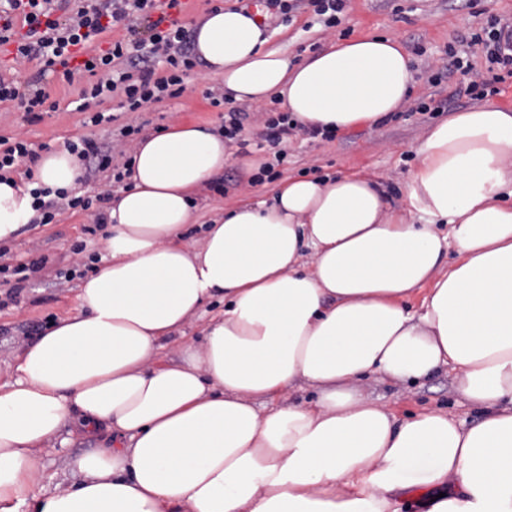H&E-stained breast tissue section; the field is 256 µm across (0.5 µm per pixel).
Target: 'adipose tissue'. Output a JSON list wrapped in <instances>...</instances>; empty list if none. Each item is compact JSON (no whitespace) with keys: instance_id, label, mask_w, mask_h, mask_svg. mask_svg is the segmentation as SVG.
<instances>
[{"instance_id":"obj_1","label":"adipose tissue","mask_w":512,"mask_h":512,"mask_svg":"<svg viewBox=\"0 0 512 512\" xmlns=\"http://www.w3.org/2000/svg\"><path fill=\"white\" fill-rule=\"evenodd\" d=\"M193 35L225 95L278 99L307 126L372 127L410 101L411 60L391 36L295 62L259 13L231 5ZM414 155L399 205L369 176H291L191 248L193 203L230 150L182 120L144 135L131 188L106 208L102 266L0 385V512H401L414 491L426 512H512V112L454 113ZM81 173L55 150L32 181H0V241L33 222L32 184L73 188ZM212 298L224 309L201 343L156 364ZM445 367L480 413L471 427L441 412L397 420L360 386ZM300 380L312 405L268 406ZM68 425L111 443L75 459L72 487L28 496Z\"/></svg>"}]
</instances>
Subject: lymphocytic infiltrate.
<instances>
[{"label": "lymphocytic infiltrate", "mask_w": 512, "mask_h": 512, "mask_svg": "<svg viewBox=\"0 0 512 512\" xmlns=\"http://www.w3.org/2000/svg\"><path fill=\"white\" fill-rule=\"evenodd\" d=\"M157 0H0V47L13 46V69L37 63L34 76L20 81L0 75V102H10L34 121L51 104V85L59 81L78 88L75 109L84 113L85 124L99 126L112 122L111 113L101 103L119 99L127 111H139L145 104L164 97H179L184 78L198 64L190 50L189 32L174 19L180 0H164L167 11L158 13ZM121 37H114V30ZM462 48L484 44L490 75L473 73L463 57L454 56V71L469 75L467 84L457 89L460 97L481 100L497 94L504 74L512 75V27L493 17L482 33L461 37ZM165 75H157V67ZM259 140L275 149L274 159L265 163L261 176L278 178V165L288 153L281 143L302 126L289 113L270 108L265 112ZM64 147L85 161L81 176L88 182L104 171H112L114 182H122L130 170L131 157H118L115 147H104L80 137L69 139ZM37 221L53 223L58 208L90 213L94 224L106 221L89 196H77L66 189H32Z\"/></svg>", "instance_id": "1"}]
</instances>
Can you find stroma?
Instances as JSON below:
<instances>
[{
  "label": "stroma",
  "instance_id": "35a3bbf8",
  "mask_svg": "<svg viewBox=\"0 0 512 512\" xmlns=\"http://www.w3.org/2000/svg\"><path fill=\"white\" fill-rule=\"evenodd\" d=\"M512 20V0H346L336 27H326L311 10L298 9L268 24L271 43L283 47L295 60L320 48L324 39L347 40L362 35L397 37L413 62L414 89L412 103L435 100L441 108L436 112L404 110L371 128H357L337 133L335 139L313 138L301 133L283 142L288 152L282 175L313 176L364 172L381 181L394 201L402 193L414 167L413 149L426 127L448 119L453 112L473 108L468 99L451 101L450 96L463 82L461 73H451L441 85H432L430 76L450 66L448 50L459 36L478 31L487 17ZM203 66H196L185 80L186 90L176 99L165 98L148 104L144 111L128 112L118 101L104 102L118 124L140 126L142 133L159 130L169 123L192 120L215 130L224 121V107L212 106L207 92L222 93L219 78H203ZM52 97L57 110L42 113L40 120L24 121L21 112L9 103H0V136H23L35 145L61 148L70 138L86 136L99 143L109 142L110 127H88L83 116L74 112L71 87L57 83ZM221 190L203 188L184 239L199 244L204 227L221 216L225 207L241 201L270 199L272 182L255 183L245 178L240 157H233L218 177ZM105 227L93 226L88 213L66 209L59 211L55 223L31 224L20 235L6 243L5 263L14 265L32 258L45 257V269L25 282L21 289L0 279V382L12 379L16 358L21 351L51 322L76 306L78 282L57 285L55 272L102 257L101 242ZM365 395L376 404L393 412L398 419L441 410L465 425H473L479 413L458 392L456 373L443 369L417 384L405 388L377 378L362 383ZM103 439L78 433L67 436L64 443L43 451L39 457L34 488L63 490L77 481L79 472L74 459L102 447Z\"/></svg>",
  "mask_w": 512,
  "mask_h": 512
}]
</instances>
